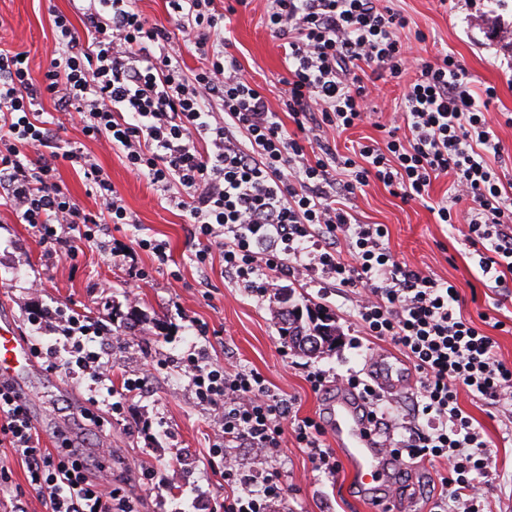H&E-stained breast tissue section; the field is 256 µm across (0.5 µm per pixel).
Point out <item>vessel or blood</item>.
Here are the masks:
<instances>
[{
  "mask_svg": "<svg viewBox=\"0 0 512 512\" xmlns=\"http://www.w3.org/2000/svg\"><path fill=\"white\" fill-rule=\"evenodd\" d=\"M39 369L29 340L20 334L11 317L0 315V381L14 384L21 402L26 403L32 399L26 378ZM367 371L376 390L386 396L411 384L408 367L385 353L369 358ZM322 408L352 481L360 488L380 482L388 467L387 457L370 430L368 404L346 387L336 385L328 387Z\"/></svg>",
  "mask_w": 512,
  "mask_h": 512,
  "instance_id": "b4317fda",
  "label": "vessel or blood"
}]
</instances>
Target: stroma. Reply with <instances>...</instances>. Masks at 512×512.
<instances>
[{"instance_id": "35a3bbf8", "label": "stroma", "mask_w": 512, "mask_h": 512, "mask_svg": "<svg viewBox=\"0 0 512 512\" xmlns=\"http://www.w3.org/2000/svg\"><path fill=\"white\" fill-rule=\"evenodd\" d=\"M400 11L409 24L399 30L418 62L433 63L446 53H454L468 78L476 86L492 85L498 98L487 114L503 147L501 160L492 166L503 182L512 183V45L500 40L492 23L512 31V0H384ZM268 0H251L232 17L228 36L230 54L252 76L274 110H281L285 86L282 79L280 42L267 26ZM65 15L77 31H84L81 14L72 0H0V51L27 54L34 82H41L54 51L53 19ZM417 76L409 70L401 83L381 85L375 102L379 108L372 120L355 128L326 129L325 137L339 153H346L355 142L376 140L385 144L383 124L389 123L398 108L405 86ZM64 140L76 143L110 175L132 216L131 223L109 227V251L83 246L75 257L64 252L48 254L32 230L21 224L14 212L0 207V314L12 316L25 336L33 330L27 317L37 304L62 305L111 323L113 312L127 313L130 306L144 311L148 319L137 327L143 343L126 348L112 371L113 379L132 374L147 363L182 355L195 338L187 326L195 319L205 323L204 340L211 360L226 371L252 368L261 372L270 389L290 399L302 416H317L321 393L312 391L308 372L323 370L345 377L365 375L371 350L392 352L390 343L372 341L353 312L350 289L322 283L309 284L279 279L271 292L294 290L334 313L343 336L336 350L318 357H307L285 348L269 313L268 299L251 296L238 288L223 271L221 256H214L207 272L197 270L192 260L184 211L160 205L155 191L134 176L121 157L106 144L89 140L79 127H68ZM449 177L434 180L428 203L403 202L380 183L366 187L356 201V213L364 224L386 225L389 247L411 269L458 285L463 309L471 317L485 313L505 323V330L484 325L487 335L498 343L500 358L512 362V301H502V290L480 283L478 270L469 260L463 235L458 229L437 221L432 208L448 196ZM152 237L166 241L179 278L171 268L159 266L154 257L137 250L135 242ZM150 276L137 281L138 269ZM39 292H32V284ZM136 297H129V289ZM29 387L34 401L30 415L47 447H56L59 430L69 431L80 444L90 445L95 434L85 426L80 402L87 393L85 384L65 373L45 372L33 376ZM460 403L485 430L491 446V472L485 485L492 512H512V412L468 393ZM113 447L120 455L114 461L115 477L125 487L137 512H155L157 494H164L170 507H178V493L185 483L197 485L208 496L224 492V482L207 465L205 455L211 433L207 407L195 400L186 378L175 368L155 371L151 389L133 398L119 421L109 429ZM287 486V499L275 502L270 512H367L355 504L346 486L345 472L328 477L311 472L306 455L294 437H287L275 461ZM157 468L167 485L163 492L143 487L137 475L143 467ZM445 460L417 459L403 479L414 496L412 512H429L432 494L442 476L447 475Z\"/></svg>"}]
</instances>
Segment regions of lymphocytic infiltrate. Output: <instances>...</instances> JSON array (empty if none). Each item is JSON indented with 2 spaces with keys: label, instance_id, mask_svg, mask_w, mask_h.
<instances>
[{
  "label": "lymphocytic infiltrate",
  "instance_id": "1",
  "mask_svg": "<svg viewBox=\"0 0 512 512\" xmlns=\"http://www.w3.org/2000/svg\"><path fill=\"white\" fill-rule=\"evenodd\" d=\"M269 2L268 24L283 41L288 71L280 114L225 53L227 26L247 0H231L220 13L214 0H168L167 27L143 16L137 0H78L91 39L81 42L70 20L56 17V48L38 84L27 60L0 53V206L40 243L65 242L74 254L101 243L105 224L128 223L110 176L62 139L76 121L186 212L200 269L217 249L234 284L256 295L288 277L356 289L367 335L390 341L412 365L416 411L431 422L428 432L388 439L385 453L401 465L446 459L431 512H448L452 502L475 512L490 443L461 407L458 389L512 405V363L497 357L495 339L463 313L457 287L396 260L386 226L360 223L353 202L374 181L403 201L423 202L434 179L452 175L453 200L473 206L462 214L438 204V221L466 225L482 279L502 282L512 272V193L486 160L501 151L485 117L497 91L474 90L455 55L422 64L394 115L407 137L392 129L385 146L361 143L352 155L338 154L320 128L346 130L367 119L372 89L358 76L360 66L379 80L401 78L409 58L397 32L408 20L378 0ZM191 45L204 59L193 70L182 58ZM46 97L55 101L49 113ZM65 163L83 173L97 211H85L61 185ZM28 321L54 339L41 354L46 369L86 382L90 403L110 416L147 391L148 369L112 385V331L101 321L59 306L30 312ZM177 364L197 403L213 413L207 464L227 487L219 499L195 496L193 512H269L286 492L274 459L289 432L312 471L336 475L322 422L293 415L259 371H226L200 347ZM4 443L20 455L46 512H135L104 466L115 453L110 442L98 440L88 454L70 441L61 450L43 447L14 387L0 381ZM231 448L251 451L250 474L228 464Z\"/></svg>",
  "mask_w": 512,
  "mask_h": 512
}]
</instances>
